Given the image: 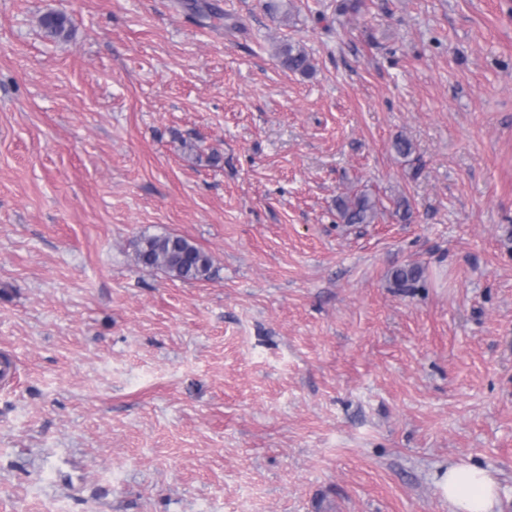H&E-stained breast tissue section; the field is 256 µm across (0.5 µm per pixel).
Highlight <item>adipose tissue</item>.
<instances>
[{
    "mask_svg": "<svg viewBox=\"0 0 512 512\" xmlns=\"http://www.w3.org/2000/svg\"><path fill=\"white\" fill-rule=\"evenodd\" d=\"M453 512H495L498 505L494 480L484 469L466 464L449 465L438 482Z\"/></svg>",
    "mask_w": 512,
    "mask_h": 512,
    "instance_id": "obj_1",
    "label": "adipose tissue"
}]
</instances>
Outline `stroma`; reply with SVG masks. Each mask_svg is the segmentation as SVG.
I'll return each instance as SVG.
<instances>
[{"label": "stroma", "instance_id": "35a3bbf8", "mask_svg": "<svg viewBox=\"0 0 512 512\" xmlns=\"http://www.w3.org/2000/svg\"><path fill=\"white\" fill-rule=\"evenodd\" d=\"M265 3L0 0V512H512V0ZM276 57L280 64L292 73L309 75L313 71L310 57L299 44L292 42L280 43L276 49ZM336 207L347 224H371L377 214L376 202L365 194L339 198ZM139 264L183 281L208 279L211 257L188 238L176 234L144 235L135 244ZM442 496L452 512H499L494 480L484 469L466 464H452L438 481Z\"/></svg>", "mask_w": 512, "mask_h": 512}]
</instances>
